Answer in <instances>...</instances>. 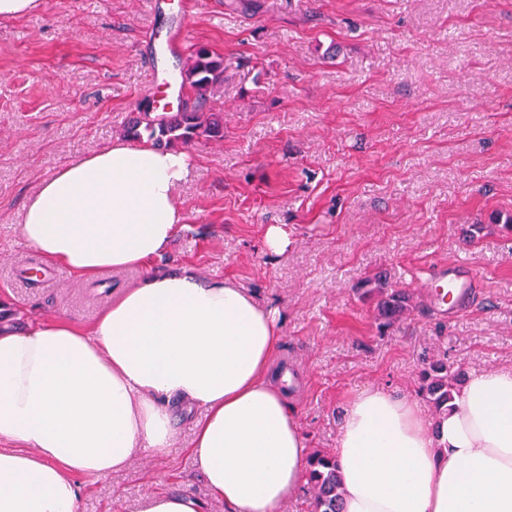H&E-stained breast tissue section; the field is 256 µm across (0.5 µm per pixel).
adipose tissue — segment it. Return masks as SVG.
Returning a JSON list of instances; mask_svg holds the SVG:
<instances>
[{
	"mask_svg": "<svg viewBox=\"0 0 512 512\" xmlns=\"http://www.w3.org/2000/svg\"><path fill=\"white\" fill-rule=\"evenodd\" d=\"M190 165L186 150L117 138L28 198L20 234L46 262L143 275L87 326L0 322V512H79L78 477L171 447L187 406L205 411L189 452L227 512H281L305 484L299 416L271 378L275 312L193 267H152L184 227ZM333 456L340 512H512V369L471 374L433 421L363 387Z\"/></svg>",
	"mask_w": 512,
	"mask_h": 512,
	"instance_id": "obj_1",
	"label": "adipose tissue"
}]
</instances>
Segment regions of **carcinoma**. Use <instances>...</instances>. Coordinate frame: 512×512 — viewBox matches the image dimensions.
I'll return each mask as SVG.
<instances>
[{
  "instance_id": "1",
  "label": "carcinoma",
  "mask_w": 512,
  "mask_h": 512,
  "mask_svg": "<svg viewBox=\"0 0 512 512\" xmlns=\"http://www.w3.org/2000/svg\"><path fill=\"white\" fill-rule=\"evenodd\" d=\"M224 58L208 47H197L186 60L180 77L195 93V102L187 103L179 112H154L148 101L139 106V112L130 119L126 135L151 141L157 147L174 148L221 137L223 125L213 112L203 111L208 93L224 80ZM385 271L373 274L365 281L361 297L373 302L377 319L383 327L398 322L411 307L413 295L404 289L388 287ZM460 373L444 359L434 360L419 375L418 393L429 405L433 415L448 411V402L454 397ZM307 482L313 493L314 512H339L341 486L336 466L330 454L315 452L308 461Z\"/></svg>"
}]
</instances>
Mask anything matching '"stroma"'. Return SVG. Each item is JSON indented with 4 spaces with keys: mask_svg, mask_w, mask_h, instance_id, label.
I'll return each mask as SVG.
<instances>
[{
    "mask_svg": "<svg viewBox=\"0 0 512 512\" xmlns=\"http://www.w3.org/2000/svg\"><path fill=\"white\" fill-rule=\"evenodd\" d=\"M151 2L42 0L0 21V294L14 323H91L141 277L46 266L18 226L42 181L123 136L149 96L148 35L174 20L226 61L207 104L224 135L190 145L185 227L155 267L194 265L276 309L273 365L299 381L287 398L307 451L334 450L363 387L416 397L443 357L467 374L512 367V235H464L512 215V0H198L161 16ZM271 225L284 253L263 245ZM454 258L482 282L457 315L423 288ZM380 270L416 302L386 329L359 293ZM201 418L181 412L171 448L80 478L82 512H141L161 487L207 498L187 450Z\"/></svg>",
    "mask_w": 512,
    "mask_h": 512,
    "instance_id": "stroma-1",
    "label": "stroma"
}]
</instances>
